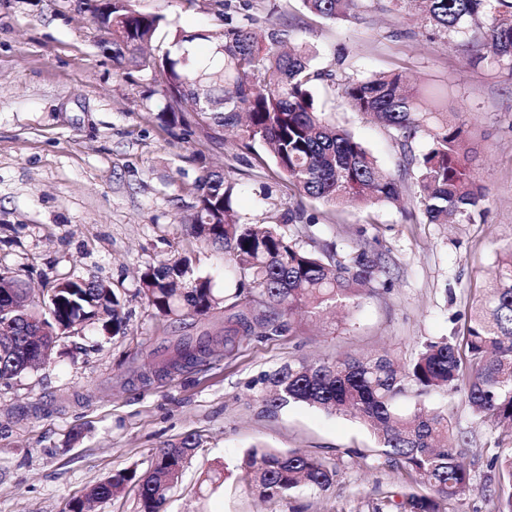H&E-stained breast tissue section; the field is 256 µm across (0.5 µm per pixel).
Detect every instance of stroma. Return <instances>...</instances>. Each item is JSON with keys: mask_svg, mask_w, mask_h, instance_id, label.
<instances>
[{"mask_svg": "<svg viewBox=\"0 0 512 512\" xmlns=\"http://www.w3.org/2000/svg\"><path fill=\"white\" fill-rule=\"evenodd\" d=\"M133 4L185 30L219 23L187 0ZM232 7L256 18L259 35L275 31L307 50L315 68L367 77L403 69L421 90L447 89L449 108L466 115L487 196L472 221L428 223L391 132L343 107L323 83L319 107L398 176L401 200L333 207L294 194L263 148L238 131L186 111L164 121L169 100L152 73L117 66L84 0H0V268L35 289L64 277L105 281L123 299L127 324L119 336L87 330L63 338L46 363L0 385V512H69L91 485L133 464L146 470L157 449L189 435L202 449L166 512H368L408 487L403 471L365 466L376 443L352 418L301 404L268 416L252 396L261 373L283 364L383 349L404 362L463 325L500 252L512 247V73L428 41L423 21L400 0H372L359 19L335 22L310 15L301 0ZM210 171L235 184L242 220L274 225L309 249L332 245L342 256L365 248L386 272L359 307L300 315L299 335L246 341L230 363L219 346L201 364L143 380L153 349L197 327L186 316L158 315L141 298L146 269L185 257L214 287L235 286L223 250L190 234L198 181ZM296 208L306 222L283 223ZM426 402L447 411L473 472L467 512H494L484 476L496 441L512 434L478 421L460 396L435 392ZM255 444L326 457L335 480L324 491L262 502L239 468ZM217 466L229 475L208 487L204 475Z\"/></svg>", "mask_w": 512, "mask_h": 512, "instance_id": "stroma-1", "label": "stroma"}]
</instances>
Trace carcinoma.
<instances>
[{
    "instance_id": "obj_1",
    "label": "carcinoma",
    "mask_w": 512,
    "mask_h": 512,
    "mask_svg": "<svg viewBox=\"0 0 512 512\" xmlns=\"http://www.w3.org/2000/svg\"><path fill=\"white\" fill-rule=\"evenodd\" d=\"M366 0H303L311 14L328 20L357 19ZM421 11L432 34L448 44L471 48L473 59L512 73V0H401ZM222 25L188 33L168 29V47L160 54L144 52L156 39L164 17L137 11L133 0H106L93 17L110 37L112 58L154 74L176 107L188 105L217 127L244 125L245 137L269 148L280 176L290 190L329 205L365 207L396 201L400 188L364 144L328 121L317 105L313 87H337L340 102L353 112L371 114L393 131L402 150L403 168L415 176L418 203L431 224L470 221L485 198L470 167L469 129L462 113L442 105V94L412 92L400 72L367 78L336 75L311 65L302 50L277 48L279 36L257 40L249 17L235 20L218 13ZM209 52L198 55L199 44ZM420 134L430 140L417 155L411 143ZM200 198L191 221L192 235L224 248L238 276L237 288L220 296L208 278H187L184 260H161L149 267L139 293L164 317L182 314L206 320L224 306V359L233 361L247 338L295 334L293 314L305 307L319 313L337 304L359 306L360 287L383 271L380 261L360 248L338 260L333 247L308 249L275 228L243 222L232 207L233 185L211 172L200 179ZM12 294L23 310L12 335L1 342L14 352L0 354V383L8 384L47 358L75 320L100 323L114 336L123 332L120 299L102 280L79 282L62 278L47 294L0 270V294ZM216 342L206 328L183 337L160 356L161 370L198 364ZM257 396L261 412L276 414L303 403L327 413L349 415L367 424L377 448L360 454L370 466L396 467L411 483L398 503L386 496L372 512H463L473 475L461 462L462 449L448 443V415L422 404L438 390L463 394L479 420L512 429V249L502 252L486 280L463 329L429 341L408 364L386 351L363 357L341 355L314 363H288L263 374ZM414 391L419 407L402 413L397 400ZM199 451L190 435L158 449L150 469L116 471L92 485L70 512H85L92 502L121 496L129 485L137 490L140 512H164L168 496L185 464ZM241 469L249 489L276 502L300 487L324 491L336 469L324 458L284 454L261 446L251 448ZM486 481L494 487L496 512H512V448L497 446Z\"/></svg>"
}]
</instances>
